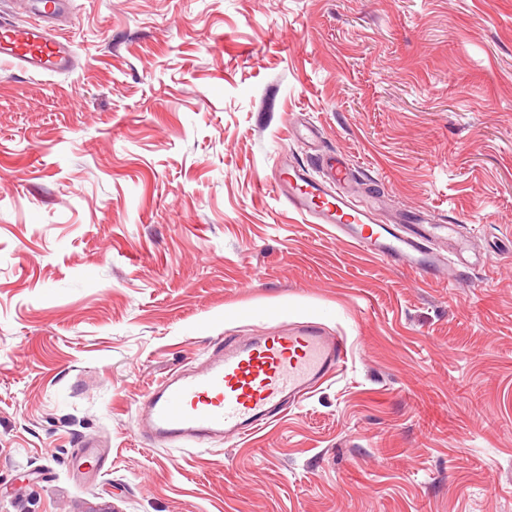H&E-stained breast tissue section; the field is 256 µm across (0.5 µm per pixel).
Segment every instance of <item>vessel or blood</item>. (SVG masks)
I'll return each instance as SVG.
<instances>
[{
    "mask_svg": "<svg viewBox=\"0 0 512 512\" xmlns=\"http://www.w3.org/2000/svg\"><path fill=\"white\" fill-rule=\"evenodd\" d=\"M0 56L34 74L70 70L72 56L61 36L37 24L18 25L0 14ZM324 180L299 168L280 169L271 187L288 210L307 222L335 229L364 253L418 273L439 269L444 258L431 237L440 234L467 251L455 225L382 223L375 205H361L345 190L351 179L341 159L324 160ZM346 355L341 338L314 324H294L284 333L228 338L198 366L168 374L139 402L140 436L166 448L206 446L249 439L273 422L288 403L301 402L332 377Z\"/></svg>",
    "mask_w": 512,
    "mask_h": 512,
    "instance_id": "b4317fda",
    "label": "vessel or blood"
}]
</instances>
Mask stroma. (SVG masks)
<instances>
[{
	"label": "stroma",
	"mask_w": 512,
	"mask_h": 512,
	"mask_svg": "<svg viewBox=\"0 0 512 512\" xmlns=\"http://www.w3.org/2000/svg\"><path fill=\"white\" fill-rule=\"evenodd\" d=\"M0 9L78 61L0 60V512H512V0ZM331 154L482 264L422 276L275 199ZM293 321L347 359L275 426L136 434L168 373Z\"/></svg>",
	"instance_id": "35a3bbf8"
}]
</instances>
